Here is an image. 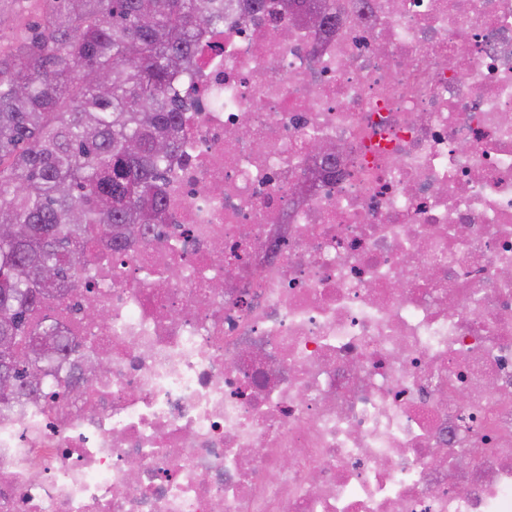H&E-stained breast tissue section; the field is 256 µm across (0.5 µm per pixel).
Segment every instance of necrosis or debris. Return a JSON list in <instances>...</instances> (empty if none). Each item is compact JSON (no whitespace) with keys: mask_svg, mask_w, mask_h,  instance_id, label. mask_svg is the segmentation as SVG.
Returning <instances> with one entry per match:
<instances>
[{"mask_svg":"<svg viewBox=\"0 0 512 512\" xmlns=\"http://www.w3.org/2000/svg\"><path fill=\"white\" fill-rule=\"evenodd\" d=\"M181 97L160 222L0 409V512H512V0H267ZM285 2V4H284ZM329 3L332 0H284L282 4L289 12H293L298 16H308L309 21L313 24L324 26L333 24L336 21V15L333 16L332 6L327 11H323V3Z\"/></svg>","mask_w":512,"mask_h":512,"instance_id":"1","label":"necrosis or debris"}]
</instances>
